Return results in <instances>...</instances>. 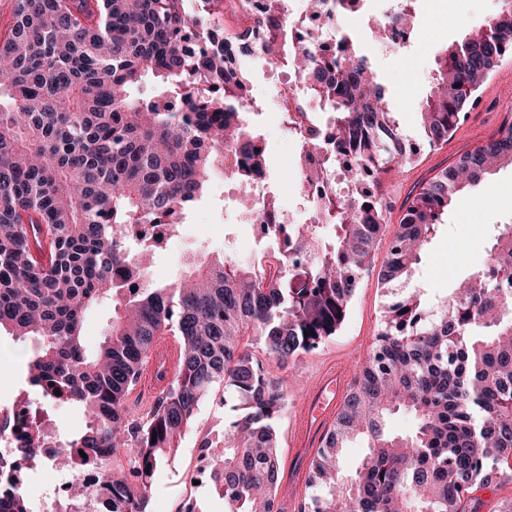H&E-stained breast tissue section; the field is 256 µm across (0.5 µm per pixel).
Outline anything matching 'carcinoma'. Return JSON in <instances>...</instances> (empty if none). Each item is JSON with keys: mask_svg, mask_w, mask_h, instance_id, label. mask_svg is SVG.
<instances>
[{"mask_svg": "<svg viewBox=\"0 0 512 512\" xmlns=\"http://www.w3.org/2000/svg\"><path fill=\"white\" fill-rule=\"evenodd\" d=\"M14 0L0 38V329L31 344L27 387L44 425L15 453L72 471L81 493L55 512H146L158 466L179 446L200 401L222 386L239 404L210 449V479L224 512H273L282 479L277 420L290 395L242 343L288 364L318 349L344 323L389 212L378 175L413 160L368 58L351 36L314 27L297 49L284 0L247 29L206 27L217 5L249 0ZM364 0H332L330 18ZM302 80L286 87L327 115L328 135L298 139L301 161L323 152L313 183L349 155L348 194L309 202L310 222L277 214L273 248L247 262L233 255L189 263L175 286L141 287L143 257L130 252L127 224L175 227L207 189L224 144L246 161L224 173L247 190L266 175L263 139L250 123L244 65L254 54ZM512 53V8L442 48L419 125L429 145L448 142L499 61ZM512 167V126L464 155L419 190L380 267L405 285L459 193L494 167ZM121 266L123 282L112 278ZM512 270V223L498 225L487 265L425 304L418 291L386 308L365 364L310 464L301 512H466L481 486L512 469V295L496 278ZM110 297L122 313L95 354L81 335L85 311ZM170 335L179 364L156 403L133 414L127 398L154 340ZM85 408L79 434L50 429L47 407ZM408 414L412 428L388 420ZM365 455L350 473L344 448ZM128 466H123L119 454ZM28 473L0 456V512H33Z\"/></svg>", "mask_w": 512, "mask_h": 512, "instance_id": "cac0c4a2", "label": "carcinoma"}]
</instances>
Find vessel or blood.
Wrapping results in <instances>:
<instances>
[{
  "mask_svg": "<svg viewBox=\"0 0 512 512\" xmlns=\"http://www.w3.org/2000/svg\"><path fill=\"white\" fill-rule=\"evenodd\" d=\"M349 369L336 367L331 373L318 376L308 403L302 407L295 418L296 439L299 445L310 443L319 437L334 417V402L324 398V391L340 392L349 385Z\"/></svg>",
  "mask_w": 512,
  "mask_h": 512,
  "instance_id": "b4317fda",
  "label": "vessel or blood"
}]
</instances>
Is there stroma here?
Listing matches in <instances>:
<instances>
[{"label": "stroma", "instance_id": "1", "mask_svg": "<svg viewBox=\"0 0 512 512\" xmlns=\"http://www.w3.org/2000/svg\"><path fill=\"white\" fill-rule=\"evenodd\" d=\"M403 0H366L361 16L345 30L365 54L384 86L404 135L420 143L413 162L401 170L381 175L383 196L390 206V221L399 224L406 208L419 191L442 169L495 137L504 123H512V113L499 111L497 100L512 91V56L503 58L494 74L480 89L478 98L447 143L434 147L421 144L419 107L429 94L437 69L438 48L461 40L475 26L494 15L499 0H413L416 24L408 43L389 50L381 37L380 18L386 11L400 8ZM253 99V120L268 148L267 173L276 184L281 208L296 222H304L307 206L288 179V166L299 148L293 134L283 126L278 109L280 90L294 81L288 69L269 64L265 58L246 62ZM229 181L223 171H214L205 194L187 207L181 223L168 240L154 251L146 274L150 284L170 285L183 279L193 257L229 252L245 259L259 251L249 224L239 220L228 204ZM512 222V168L496 171L482 184L470 187L448 212L436 237L425 246L415 276L410 283L427 301L445 295L455 281L473 273L472 253H488L498 225ZM395 295L383 287L377 274L362 279L352 298L347 319L340 332L316 351L303 355L298 364L281 366L266 360L265 366L291 396L280 417L281 490L289 492L297 504H304L309 462L317 448L298 447L293 423L297 410L308 395L311 379L338 364L360 368L380 329L385 306ZM31 352L0 335V398L14 400L26 388L27 364ZM223 390L205 397L196 410L195 421L182 438L174 455L156 470L147 490L149 512H185L196 504L198 512H224V501L205 484L190 488L186 475L198 464V454L206 438L224 430L231 416Z\"/></svg>", "mask_w": 512, "mask_h": 512}]
</instances>
